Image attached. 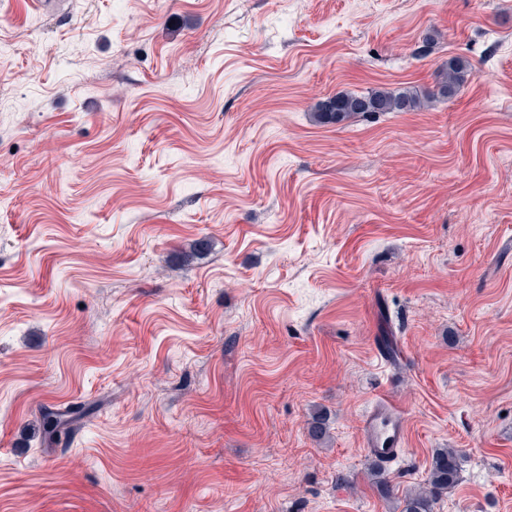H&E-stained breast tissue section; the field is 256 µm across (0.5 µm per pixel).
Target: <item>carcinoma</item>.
<instances>
[{
    "label": "carcinoma",
    "instance_id": "1",
    "mask_svg": "<svg viewBox=\"0 0 512 512\" xmlns=\"http://www.w3.org/2000/svg\"><path fill=\"white\" fill-rule=\"evenodd\" d=\"M470 63L462 57H452L442 66L434 94L442 98L456 95L460 87L471 75ZM423 102L419 95L409 89L391 91L378 88L367 93L338 92L335 96L317 105L314 120L319 125H340L358 115L377 112H413L421 108ZM90 413V408L82 407L79 415L67 422L62 414L55 412L40 413L39 432L41 443L51 448L56 443L55 436L60 427L73 429ZM460 465L452 448H439L432 459L427 486L422 491L408 496L402 512H433V504L445 490L456 485L459 479ZM371 475L379 494L385 498L391 496V487L385 477L383 467L376 463Z\"/></svg>",
    "mask_w": 512,
    "mask_h": 512
}]
</instances>
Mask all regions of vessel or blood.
Returning <instances> with one entry per match:
<instances>
[{"instance_id":"obj_1","label":"vessel or blood","mask_w":512,"mask_h":512,"mask_svg":"<svg viewBox=\"0 0 512 512\" xmlns=\"http://www.w3.org/2000/svg\"><path fill=\"white\" fill-rule=\"evenodd\" d=\"M359 443L364 454L385 464L402 454L405 445L404 414L388 395L376 396L362 417Z\"/></svg>"}]
</instances>
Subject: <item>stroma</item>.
I'll use <instances>...</instances> for the list:
<instances>
[{"mask_svg": "<svg viewBox=\"0 0 512 512\" xmlns=\"http://www.w3.org/2000/svg\"><path fill=\"white\" fill-rule=\"evenodd\" d=\"M1 38L0 512H401L439 448L433 512H512V0H0ZM380 87L430 99L315 123ZM470 63L462 57H452L444 63L439 73V80L436 83V90L433 95L442 98H450L456 95L460 87L471 75ZM359 443L364 454L382 462L395 461L405 445V419L398 404L379 394L360 421ZM82 407L81 412L79 415L67 421L64 424V421L61 419L62 414L55 413V412H46L45 410L41 411L40 413V425H39V432L41 435V443L45 446V448H53L54 444L56 443V440L54 439L58 429L64 424L65 427L63 430L66 429H74L77 424L84 419L89 413L90 408L86 407L83 404H80ZM460 465L453 448H439L432 459L427 486L422 491L408 496L402 512H433L437 497L454 487L459 479Z\"/></svg>", "mask_w": 512, "mask_h": 512, "instance_id": "stroma-1", "label": "stroma"}]
</instances>
